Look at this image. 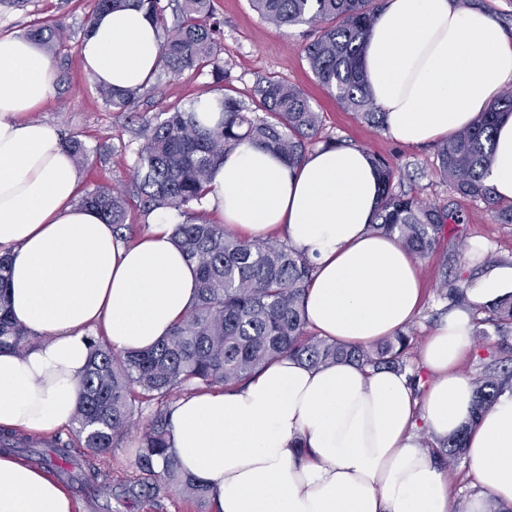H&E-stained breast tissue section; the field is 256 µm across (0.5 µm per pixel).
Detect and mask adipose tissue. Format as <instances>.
I'll return each instance as SVG.
<instances>
[{
  "instance_id": "1",
  "label": "adipose tissue",
  "mask_w": 512,
  "mask_h": 512,
  "mask_svg": "<svg viewBox=\"0 0 512 512\" xmlns=\"http://www.w3.org/2000/svg\"><path fill=\"white\" fill-rule=\"evenodd\" d=\"M161 32L139 7L100 14L79 45L88 76L129 89L162 67ZM367 89L387 132L434 143L472 125L512 82V39L491 14L456 0H384L364 43ZM56 72L37 44L0 35V255L14 321L34 342L0 348V428L44 434L71 423L94 331L112 347L144 350L168 336L196 299V270L173 242L174 211H155L135 244L78 201L79 170L64 135L32 119ZM485 183L512 202V114L497 124ZM205 205L252 239L284 232L315 271L305 310L318 335L365 346L396 335L418 311L414 255L371 234L380 183L367 150L318 149L294 164L245 142L210 173ZM465 305L420 352L418 396L408 373L291 358L241 387L176 401L169 442L183 473L204 484L215 512H487L512 507V391L473 417L474 385L459 370L476 309L512 296V264L475 267ZM466 430L465 504L419 429ZM0 512H75L41 470L0 454Z\"/></svg>"
}]
</instances>
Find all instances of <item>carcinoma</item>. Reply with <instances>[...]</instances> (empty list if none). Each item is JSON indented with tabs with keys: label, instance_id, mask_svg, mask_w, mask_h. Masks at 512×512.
<instances>
[{
	"label": "carcinoma",
	"instance_id": "obj_1",
	"mask_svg": "<svg viewBox=\"0 0 512 512\" xmlns=\"http://www.w3.org/2000/svg\"><path fill=\"white\" fill-rule=\"evenodd\" d=\"M252 8L271 24L314 25L316 35L303 51L316 81L344 105L375 127L383 116L370 98L360 68L362 42L373 24L381 0H249ZM131 3L144 9L162 28V71L176 76L215 63L221 51L217 23L211 21V0H179L173 26L166 23L159 0H94L90 18ZM28 37L66 65L61 48L66 43L60 20L40 22ZM104 105L126 110L141 89L114 90L95 85ZM173 107L157 114L140 129L143 139L135 160L136 198L143 216L157 209H173L185 217L174 228L175 244L196 266L197 300L170 334L150 349L120 351L105 341L92 344L82 381L75 421L84 446L98 456L118 447L133 424L134 413L150 405L156 409L142 428L136 453L137 478L130 484L107 482L100 468L84 463L69 449L56 450L64 466L74 463L71 478L94 497H144L156 500L171 491L192 500L196 512H213L207 488L185 478L169 447L168 412L173 397L214 386L236 385L256 371L283 358L310 367L352 362L364 368L404 372L412 336L402 331L369 346H351L308 332L305 285L313 263L286 239L247 241L226 231L200 210L208 171L224 155L245 141H259L289 163L301 160L316 139L320 116L308 97L277 76L256 84L251 103L231 95L214 99L210 106ZM266 117L252 116V107ZM220 112L213 126L203 125L199 111ZM512 113V91L500 95L496 105L481 113L474 124L436 144L438 168L451 192L486 202L500 224H512V204L491 200L484 178L491 158L492 131L503 113ZM75 163L88 156L86 144L75 136L66 139ZM381 182V201L374 234L388 235L413 254L426 258L455 220L447 207L430 204L406 190H395L390 163L374 159ZM84 206L97 210L121 238L129 200L107 186L86 191ZM8 259L0 256V347L18 351L33 338L10 315L5 294ZM475 335L489 337L487 328L503 338L512 334V297L482 310ZM473 416L488 409L498 395L512 389V369L492 359L482 362L474 381ZM466 431L436 442L433 453L452 465L465 454ZM23 445L13 431L0 430V453Z\"/></svg>",
	"mask_w": 512,
	"mask_h": 512
}]
</instances>
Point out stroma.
Here are the masks:
<instances>
[{"label": "stroma", "mask_w": 512, "mask_h": 512, "mask_svg": "<svg viewBox=\"0 0 512 512\" xmlns=\"http://www.w3.org/2000/svg\"><path fill=\"white\" fill-rule=\"evenodd\" d=\"M94 0H0V33L26 34L30 26L49 18H62L69 39L68 64L58 72L55 85L41 119L57 126L64 136H75L90 150L80 166L81 189L106 184L134 192V159L142 143L141 125L163 109L183 106L206 88H223L225 93L250 100L255 84L263 77L278 76L303 90L315 111L322 115L319 139H338L370 154L388 160L393 166L395 184L420 198L450 206L462 217L452 224L435 253L421 259L424 297L419 314L411 321L414 331L410 372L420 369L419 354L438 321L452 309L453 288L465 286L467 250L478 258L494 255L512 261V224L497 223L487 204L449 191L436 163L433 146L410 147L396 141L384 129L374 128L348 111L314 79L304 57L303 47L312 38L309 26L278 28L254 11L249 0H213L221 22V51L217 63L223 80L211 70H189L178 76L161 75L130 109L105 108L94 83L83 69L78 45ZM141 434L133 425L119 448L101 460L110 481L125 480L135 473V453ZM67 490L79 512H193L194 506L177 492H170L159 503L124 498H91L77 485Z\"/></svg>", "instance_id": "35a3bbf8"}]
</instances>
